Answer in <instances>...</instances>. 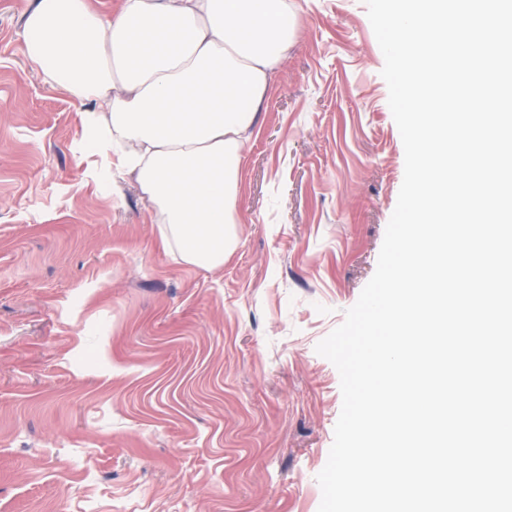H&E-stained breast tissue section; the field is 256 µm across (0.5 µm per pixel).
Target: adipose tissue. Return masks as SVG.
I'll return each instance as SVG.
<instances>
[{"mask_svg":"<svg viewBox=\"0 0 512 512\" xmlns=\"http://www.w3.org/2000/svg\"><path fill=\"white\" fill-rule=\"evenodd\" d=\"M288 0H31L29 62L100 131L163 224L161 246L223 267L244 148L297 39Z\"/></svg>","mask_w":512,"mask_h":512,"instance_id":"obj_1","label":"adipose tissue"}]
</instances>
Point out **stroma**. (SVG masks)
I'll list each match as a JSON object with an SVG mask.
<instances>
[{"label":"stroma","instance_id":"1","mask_svg":"<svg viewBox=\"0 0 512 512\" xmlns=\"http://www.w3.org/2000/svg\"><path fill=\"white\" fill-rule=\"evenodd\" d=\"M0 0V512H318L342 407L315 351L373 276L404 147L364 0L300 33L223 268L163 251Z\"/></svg>","mask_w":512,"mask_h":512}]
</instances>
